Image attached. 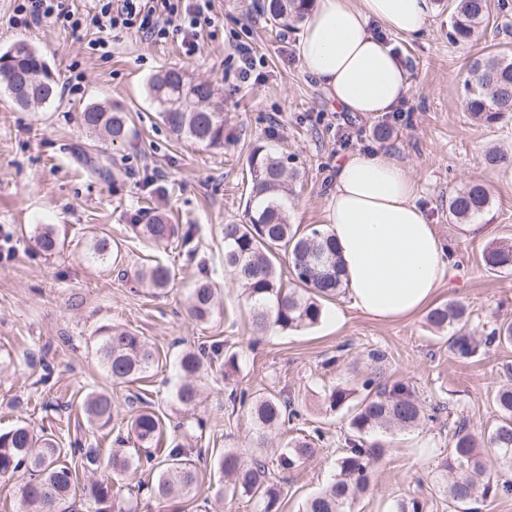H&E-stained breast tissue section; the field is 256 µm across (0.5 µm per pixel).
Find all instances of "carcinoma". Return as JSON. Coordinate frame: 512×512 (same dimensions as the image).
<instances>
[{
  "mask_svg": "<svg viewBox=\"0 0 512 512\" xmlns=\"http://www.w3.org/2000/svg\"><path fill=\"white\" fill-rule=\"evenodd\" d=\"M311 0H262L260 11L274 26L287 27L303 19ZM489 22L488 0H456L448 29L454 45L469 42L476 30ZM157 115L170 131L204 148L224 145V113L202 106L213 95L207 81H193L177 69L151 76L146 84ZM0 88L11 102L21 108L30 102L48 107L57 98V82L43 57L26 44H17L0 53ZM465 106L477 121L492 125L512 112V59L476 58L468 68L465 81ZM83 124L100 132L113 143H122L136 136L128 113L120 105L91 104L83 111ZM252 189L246 200L250 212L247 224L224 225V272L242 289L251 312L253 326L262 335L270 329L280 331L309 328L319 324L324 314L323 302L336 297L342 288V265L336 247L325 232L312 228L305 233L292 228L286 219L288 209V173L284 158L258 146L248 157ZM490 197L483 185L470 184L448 201L449 220L462 224L482 213ZM132 230L156 244H165L178 237L179 227L169 223L163 214L152 215L145 224H134ZM35 246L46 255L55 253L58 238L49 227L34 237ZM100 261L110 260L117 276L126 278L127 270L119 268L112 256L110 242L101 238L92 247ZM288 255L295 284L281 281L277 262L280 254ZM489 267L512 266V244H501L484 254ZM135 282L151 294L163 292L172 275L161 262L145 266L134 273ZM216 288L208 279L196 281L189 296L188 313L196 321L212 316ZM467 321L466 307L456 301L442 303L427 314L432 329L442 334ZM512 342V322H503L485 335L453 336L449 349L464 359L472 358L481 348L494 343ZM98 352L105 371L115 384H133L146 377L159 365L158 353L142 336L129 329L113 327L102 330ZM208 358L206 349L185 350L178 361V382L174 401L182 408L194 406L201 394L202 369ZM228 400L246 408L254 425V447H265L268 433L281 430L297 417L294 404L271 392L248 393L231 390ZM329 407L343 406L350 412L351 434L347 448L339 459L338 474L325 488L310 496L302 512H354L358 498L370 485L373 462L382 453V445L367 443L366 436L377 429H407L420 424L424 417L419 399L409 384L397 381L382 384L378 377L368 376L357 389L335 388L327 397ZM497 410L502 415L499 425L480 438L465 425L456 427L452 450L444 468L454 472L443 486L448 499L455 503L475 504L491 495L512 494V384L499 387L494 394ZM86 420L106 427L119 416L112 396L92 391L82 402ZM127 436L117 435L123 444L134 439L146 454L113 458L116 474L138 470L144 465L159 468L151 484L152 496L169 501L187 496L198 482L192 453L182 443L165 442V422L150 406H139L128 412L125 421ZM494 451L498 468L488 467L478 448ZM317 451L311 439L299 438L288 443L274 458L241 459L238 449L226 448L214 457L216 472L227 478L225 489L233 495L256 497L263 501L261 512H273L279 492L270 475L285 471ZM95 448L67 450L50 434L38 435L25 425L0 433V477L29 474L21 492L22 512H75L77 497L92 501L96 512H133L116 507L113 486L94 482L78 488L77 467L98 465Z\"/></svg>",
  "mask_w": 512,
  "mask_h": 512,
  "instance_id": "cac0c4a2",
  "label": "carcinoma"
}]
</instances>
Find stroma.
<instances>
[{"label":"stroma","instance_id":"obj_1","mask_svg":"<svg viewBox=\"0 0 512 512\" xmlns=\"http://www.w3.org/2000/svg\"><path fill=\"white\" fill-rule=\"evenodd\" d=\"M253 2L212 0L214 22L201 31L194 54L185 53L176 32L157 43L114 32L108 36L111 54L102 57L88 47L97 30L75 34L49 22L17 28L10 22L15 0H0V51L27 44L46 59L58 83L77 86L51 107L28 110L15 107L0 89V432L24 423L53 434L60 447L98 449L99 468L79 473V484L114 482L119 501L136 512H256L254 501L225 491L211 457L227 448L252 453L250 417L226 406L224 384L213 379L194 407L182 409L173 399L181 352L218 344L236 352L240 388L294 399L305 428L323 433L312 458L271 475L280 492L278 512H298L335 477L350 434L346 409L330 410L327 395L352 386L356 373L378 369L388 381L414 386L427 413L416 428L377 432L385 452L374 462L370 489L355 512H392L395 501L408 496L426 500L427 512H463L432 487L427 474L448 458L454 419L466 420L477 435L500 422L493 394L508 378L512 343L462 359L449 350L447 338L436 336L425 312L378 321L353 308L344 293L326 302L318 325L256 339L239 289L225 285L224 227L249 221L247 158L255 147L287 156L298 171L288 221L303 227L325 223L338 158L383 148L417 181L418 203L452 257L453 275L436 302L464 303L471 334L512 322V267L491 268L483 260L500 242L512 243V117L489 126L472 120L464 107L469 58H512V12L492 9L488 27L454 45L448 40L454 0H434L420 35L386 34L412 73L402 117L389 121L334 107L301 65V23L273 26ZM240 41L254 47L265 67L261 80L236 90L229 56ZM168 68L211 82L212 103L224 114L223 148L176 139L159 122L146 83ZM111 102L131 112L138 138L114 146L83 126L89 104ZM385 122L393 134L382 142L374 129ZM492 147L503 152L505 163L485 165ZM87 155L107 160L120 176L105 180L91 173L83 162ZM469 183L484 185L490 196L489 207L474 218L488 230L482 239H468L448 222L449 198ZM156 208L187 239L160 246L134 234L132 225L146 223ZM46 225L60 241L51 256L34 244L36 229ZM101 237L118 247L128 270L166 263L169 288L152 295L133 280L118 279L111 265L92 255ZM202 278L219 290V304L204 323L187 315L188 290ZM104 326L147 338L161 365L143 381L112 385L97 353ZM373 349L384 352L381 365L368 360ZM102 389L121 408L141 394L165 420L169 437L203 449L191 496L156 501L144 489L155 479L147 468L115 477L112 454L133 453V442L117 445L118 424L92 426L81 410L87 393Z\"/></svg>","mask_w":512,"mask_h":512}]
</instances>
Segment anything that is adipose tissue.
<instances>
[{"instance_id": "obj_1", "label": "adipose tissue", "mask_w": 512, "mask_h": 512, "mask_svg": "<svg viewBox=\"0 0 512 512\" xmlns=\"http://www.w3.org/2000/svg\"><path fill=\"white\" fill-rule=\"evenodd\" d=\"M433 12L432 0H315L299 40L302 66L342 110L392 111L410 88V73L367 23L415 36ZM418 198L417 181L388 151L355 152L336 164L326 232L342 259L352 306L371 318L416 313L449 275L446 252Z\"/></svg>"}]
</instances>
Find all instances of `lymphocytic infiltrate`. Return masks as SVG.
<instances>
[{
    "label": "lymphocytic infiltrate",
    "mask_w": 512,
    "mask_h": 512,
    "mask_svg": "<svg viewBox=\"0 0 512 512\" xmlns=\"http://www.w3.org/2000/svg\"><path fill=\"white\" fill-rule=\"evenodd\" d=\"M211 0H97L95 10L83 15L71 10L66 0H18L14 24L24 27L51 19L72 31L94 27L102 36L92 50L106 52V33L128 31L157 42L179 32L186 53L197 46V33L210 24Z\"/></svg>",
    "instance_id": "1"
}]
</instances>
